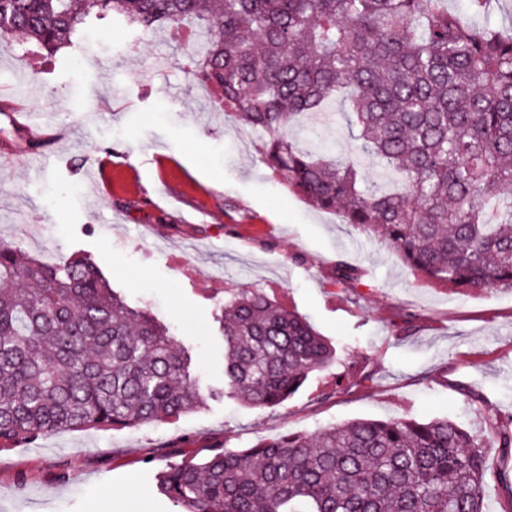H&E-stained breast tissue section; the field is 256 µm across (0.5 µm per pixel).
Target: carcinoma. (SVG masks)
Here are the masks:
<instances>
[{
	"mask_svg": "<svg viewBox=\"0 0 512 512\" xmlns=\"http://www.w3.org/2000/svg\"><path fill=\"white\" fill-rule=\"evenodd\" d=\"M447 0H0V38L54 55L108 13L149 32L204 23L195 67L257 134L263 161L319 209L450 289L512 290V29ZM341 97L355 149L299 148L289 128ZM379 176L364 178L362 160ZM359 269L339 258L335 283ZM224 388L202 390L169 328L84 259L45 264L0 244V448L62 430L168 422L228 394L275 410L336 350L259 289L224 301ZM474 435L447 418L356 419L171 462L184 512H483L489 442L512 458V415Z\"/></svg>",
	"mask_w": 512,
	"mask_h": 512,
	"instance_id": "obj_1",
	"label": "carcinoma"
}]
</instances>
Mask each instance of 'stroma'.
Here are the masks:
<instances>
[{
  "label": "stroma",
  "mask_w": 512,
  "mask_h": 512,
  "mask_svg": "<svg viewBox=\"0 0 512 512\" xmlns=\"http://www.w3.org/2000/svg\"><path fill=\"white\" fill-rule=\"evenodd\" d=\"M93 30L99 45L53 56L0 42V90L26 94L59 133L45 161L44 143L0 111V149L13 154L0 168V241L48 263L91 259L191 350L202 386L224 384L219 280L294 306L337 359L273 411L227 397L169 423L1 449L0 512H179L156 482L175 456L197 462L213 445L354 419L446 417L478 434L486 412L512 413V292L425 284L390 248L290 192L258 139L225 116L221 89L183 71L194 47L179 27L147 33L133 54L119 23ZM294 137L339 156L354 145L337 106ZM95 156L111 160L109 183ZM173 252L189 255L192 277L171 266ZM340 258L360 270L346 288L334 283ZM401 312L414 317L406 333L392 325Z\"/></svg>",
  "instance_id": "1"
}]
</instances>
